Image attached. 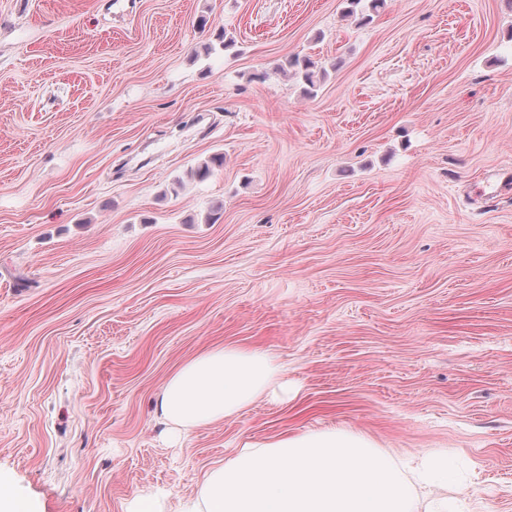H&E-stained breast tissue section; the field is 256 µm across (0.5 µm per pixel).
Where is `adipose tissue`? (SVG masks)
Segmentation results:
<instances>
[{"label": "adipose tissue", "instance_id": "1", "mask_svg": "<svg viewBox=\"0 0 512 512\" xmlns=\"http://www.w3.org/2000/svg\"><path fill=\"white\" fill-rule=\"evenodd\" d=\"M296 394L269 354L224 346L179 367L157 410L187 432L223 422L260 399ZM200 496L202 512H410L412 492L388 451L364 436L328 430L243 443L208 472Z\"/></svg>", "mask_w": 512, "mask_h": 512}]
</instances>
